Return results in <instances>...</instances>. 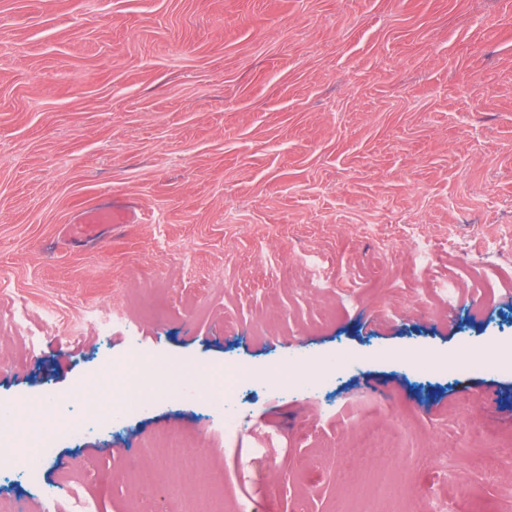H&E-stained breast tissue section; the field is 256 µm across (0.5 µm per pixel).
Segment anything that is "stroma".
<instances>
[{"mask_svg":"<svg viewBox=\"0 0 512 512\" xmlns=\"http://www.w3.org/2000/svg\"><path fill=\"white\" fill-rule=\"evenodd\" d=\"M115 197L138 223L74 235ZM135 341L160 391L116 430L93 414ZM229 362L266 423L234 443ZM189 370L203 394L172 395ZM35 397L88 430L38 486L0 459V512H189L172 435L204 442L224 512H512V0H0V404ZM376 426L404 449L348 477ZM146 441L150 484L126 464ZM227 370L233 375V379L224 387V394L216 400H223L221 410L224 420V437L227 440H233L242 431L241 417L236 412L235 400L241 386L252 381V378L247 372L238 371L232 365H228Z\"/></svg>","mask_w":512,"mask_h":512,"instance_id":"1","label":"stroma"}]
</instances>
